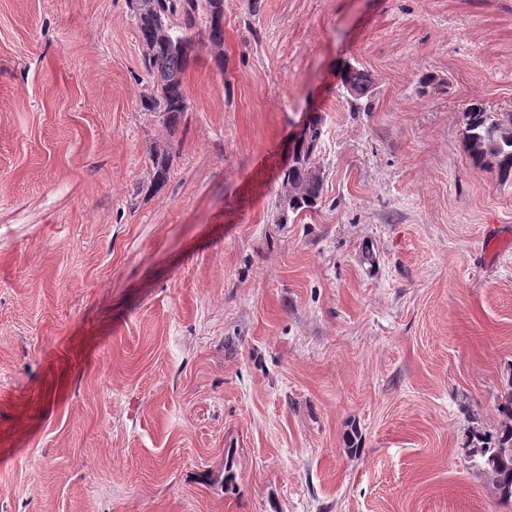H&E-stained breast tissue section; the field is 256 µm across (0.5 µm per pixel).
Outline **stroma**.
Returning <instances> with one entry per match:
<instances>
[{
  "label": "stroma",
  "instance_id": "35a3bbf8",
  "mask_svg": "<svg viewBox=\"0 0 512 512\" xmlns=\"http://www.w3.org/2000/svg\"><path fill=\"white\" fill-rule=\"evenodd\" d=\"M195 39L172 129L130 0H0V512H512L466 449L512 373V183L461 135L512 112V0H224L223 65ZM339 74L344 95L352 107L357 112L370 111L374 85L372 75L349 61L343 63ZM324 118L319 112L311 115L301 128L292 164L282 175V191L278 205L282 220L288 213L297 214L315 209L322 198L323 182L318 159L321 152ZM299 133V134H300ZM172 163V155L167 150H156L151 154V167L153 170V179L150 185L151 189L158 188L167 178Z\"/></svg>",
  "mask_w": 512,
  "mask_h": 512
}]
</instances>
